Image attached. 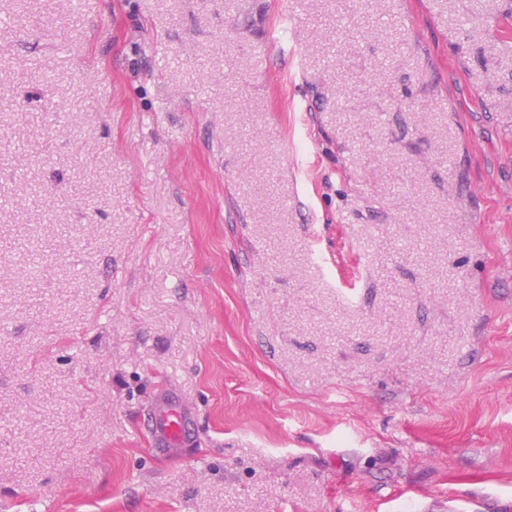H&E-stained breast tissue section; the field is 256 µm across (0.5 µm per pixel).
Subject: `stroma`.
<instances>
[{
	"label": "stroma",
	"instance_id": "1",
	"mask_svg": "<svg viewBox=\"0 0 512 512\" xmlns=\"http://www.w3.org/2000/svg\"><path fill=\"white\" fill-rule=\"evenodd\" d=\"M448 507L512 512V0H0V512ZM159 386L161 393L140 418L139 431L157 457L180 459L183 454L178 452L194 443L193 418L166 377H161Z\"/></svg>",
	"mask_w": 512,
	"mask_h": 512
}]
</instances>
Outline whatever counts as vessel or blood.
<instances>
[{
	"label": "vessel or blood",
	"mask_w": 512,
	"mask_h": 512,
	"mask_svg": "<svg viewBox=\"0 0 512 512\" xmlns=\"http://www.w3.org/2000/svg\"><path fill=\"white\" fill-rule=\"evenodd\" d=\"M159 386L161 392L141 417L139 430L157 457L175 459L194 443L193 418L168 379H161Z\"/></svg>",
	"instance_id": "b4317fda"
}]
</instances>
